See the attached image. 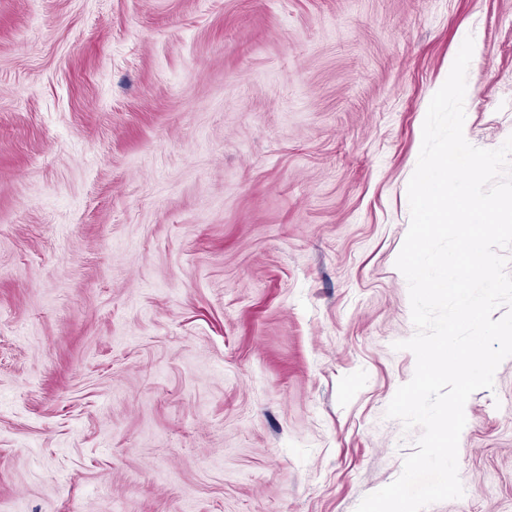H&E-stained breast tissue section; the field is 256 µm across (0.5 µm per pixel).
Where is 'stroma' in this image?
Masks as SVG:
<instances>
[{"mask_svg":"<svg viewBox=\"0 0 512 512\" xmlns=\"http://www.w3.org/2000/svg\"><path fill=\"white\" fill-rule=\"evenodd\" d=\"M512 136V0H0V512H356L420 429L395 262L461 35ZM461 498L512 512V357Z\"/></svg>","mask_w":512,"mask_h":512,"instance_id":"1","label":"stroma"}]
</instances>
